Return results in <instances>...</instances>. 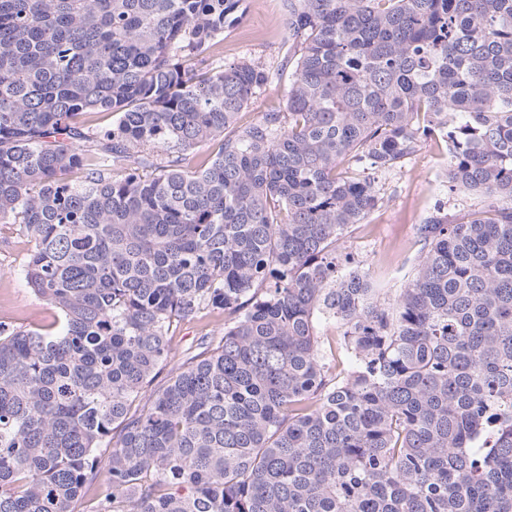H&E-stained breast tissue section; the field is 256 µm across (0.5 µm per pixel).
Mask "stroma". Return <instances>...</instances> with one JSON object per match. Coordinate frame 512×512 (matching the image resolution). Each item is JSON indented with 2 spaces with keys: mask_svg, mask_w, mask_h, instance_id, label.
Returning a JSON list of instances; mask_svg holds the SVG:
<instances>
[{
  "mask_svg": "<svg viewBox=\"0 0 512 512\" xmlns=\"http://www.w3.org/2000/svg\"><path fill=\"white\" fill-rule=\"evenodd\" d=\"M287 50L281 0H245L241 18L225 26L218 50L206 57L216 65L254 60L275 73V81L258 91L243 109L242 121L284 108L289 77L282 74L281 64ZM445 163L444 150L429 141L402 167L370 172V179L384 194V203L365 223L356 226L348 246L367 261L379 287L400 288L413 272L420 249L415 226L436 200L447 201L452 212L481 207L480 199L449 194L443 176ZM30 250L29 240L19 232L0 231V321L27 328L49 323L54 316L53 309L32 293L24 278L23 266Z\"/></svg>",
  "mask_w": 512,
  "mask_h": 512,
  "instance_id": "35a3bbf8",
  "label": "stroma"
}]
</instances>
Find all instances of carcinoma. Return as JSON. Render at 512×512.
Wrapping results in <instances>:
<instances>
[{"label":"carcinoma","mask_w":512,"mask_h":512,"mask_svg":"<svg viewBox=\"0 0 512 512\" xmlns=\"http://www.w3.org/2000/svg\"><path fill=\"white\" fill-rule=\"evenodd\" d=\"M242 4L0 0V229L55 309L0 323V512L103 466L86 512H512V0H282L285 111L246 124L269 73L203 58ZM429 139L485 206L436 203L389 295L360 171ZM221 328H223V326L219 321V318L214 315H208L200 320L185 323L178 327L171 342V363L164 370L157 374V376L154 378L152 387L160 388L165 384L167 381V374L171 366L181 360L183 354L188 348L191 346H193V349L195 348L199 336L205 332H208L209 330H216V334H218V330Z\"/></svg>","instance_id":"carcinoma-1"}]
</instances>
